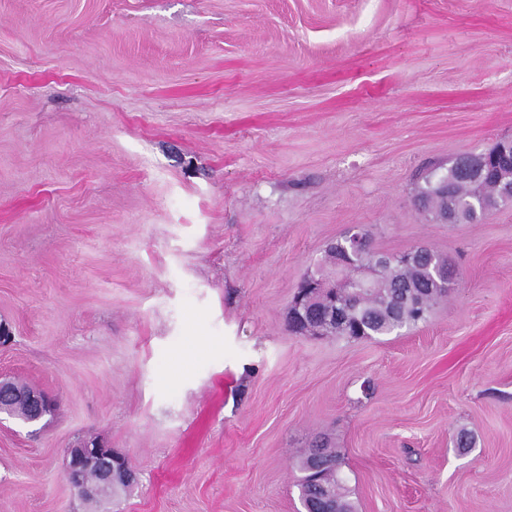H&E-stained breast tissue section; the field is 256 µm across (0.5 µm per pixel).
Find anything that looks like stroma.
<instances>
[{
    "label": "stroma",
    "mask_w": 512,
    "mask_h": 512,
    "mask_svg": "<svg viewBox=\"0 0 512 512\" xmlns=\"http://www.w3.org/2000/svg\"><path fill=\"white\" fill-rule=\"evenodd\" d=\"M509 139L512 0H0V374L57 403L0 421V512H91L89 438L138 477L100 512H304L323 442L355 512H512V206L415 202ZM352 226L453 288L399 334H293ZM98 471L96 484L85 480L89 469ZM65 477L85 501H93L107 494L108 488L118 482L132 485L135 474L124 464V457L100 442H82L68 449Z\"/></svg>",
    "instance_id": "obj_1"
}]
</instances>
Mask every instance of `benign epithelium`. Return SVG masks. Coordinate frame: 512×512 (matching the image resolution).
Segmentation results:
<instances>
[{
    "mask_svg": "<svg viewBox=\"0 0 512 512\" xmlns=\"http://www.w3.org/2000/svg\"><path fill=\"white\" fill-rule=\"evenodd\" d=\"M345 237L349 248L343 249L342 255L337 259V268L341 269L340 279L327 287L322 279L309 276L294 296L290 313L296 328L299 329L307 323L310 306L318 292L322 294L325 306V322L334 324L344 321L342 289L369 285L377 268L386 262L385 258L378 257L372 263L357 269L356 275H351L350 255L365 249L366 238L354 227L345 233ZM19 407L23 408L25 421L28 423H37L51 412V403L47 396L0 377V415L5 413L13 416ZM65 477L86 501L98 499L107 493L108 488L119 482L131 485L135 481L134 472L124 464V457L119 452L94 441L82 442L68 449Z\"/></svg>",
    "mask_w": 512,
    "mask_h": 512,
    "instance_id": "benign-epithelium-1",
    "label": "benign epithelium"
}]
</instances>
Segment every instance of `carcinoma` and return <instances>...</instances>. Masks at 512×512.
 Wrapping results in <instances>:
<instances>
[{
  "mask_svg": "<svg viewBox=\"0 0 512 512\" xmlns=\"http://www.w3.org/2000/svg\"><path fill=\"white\" fill-rule=\"evenodd\" d=\"M498 147L479 153L466 155L441 171L431 169L424 178V185L416 193L420 208L433 215H446L449 218L471 223L479 220L487 212L501 207L499 204L498 183L509 173L495 160ZM475 162L482 168L483 191L480 196L471 195L468 182L461 178L462 162ZM452 282V272L448 260L427 247L422 248L421 258H411L406 264H395L384 270L378 278L377 287L370 292L347 289L345 299L347 320L328 331L313 323L309 332L346 338L373 339L388 336L397 330L410 329L426 321L433 303L447 294L445 284ZM322 454L326 466L316 472L309 469V462ZM303 472L300 480L301 499L304 507L318 509L321 500L317 490L325 486L330 506L336 512H354V505L348 499L340 476L336 451L319 448L299 461Z\"/></svg>",
  "mask_w": 512,
  "mask_h": 512,
  "instance_id": "obj_1",
  "label": "carcinoma"
}]
</instances>
